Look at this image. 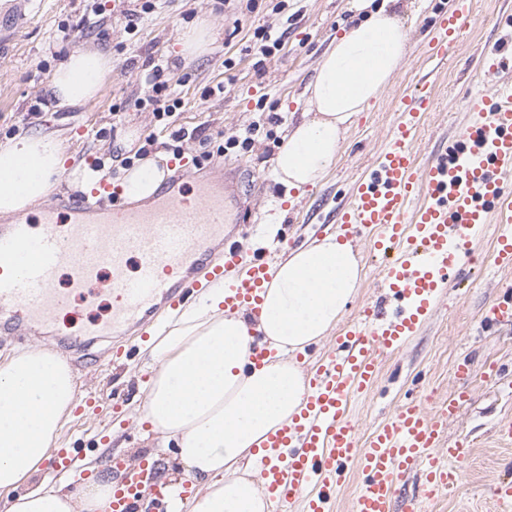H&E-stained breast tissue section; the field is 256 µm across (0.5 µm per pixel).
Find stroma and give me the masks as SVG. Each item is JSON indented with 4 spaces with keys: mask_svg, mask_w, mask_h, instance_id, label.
Returning a JSON list of instances; mask_svg holds the SVG:
<instances>
[{
    "mask_svg": "<svg viewBox=\"0 0 512 512\" xmlns=\"http://www.w3.org/2000/svg\"><path fill=\"white\" fill-rule=\"evenodd\" d=\"M144 0H0V40L12 51L0 57V142L32 130L58 131L67 138L75 161L100 165L102 175L118 181L114 164L124 149L122 137L136 131V146L148 133L158 141L150 155L171 160L181 153L195 161L216 151L228 138L256 125L249 148L238 153L243 174L260 182L258 199L265 220L249 229L244 251L278 256L276 236H288L292 246L323 235L353 183L386 148L399 120L397 97L428 78L434 88L431 112L424 115L413 142L418 163H427L438 146L454 135L471 114L477 97H492L494 88L481 71V57L492 44L512 67V0H472L475 22L446 65L429 70L422 61L423 45L434 34L439 13L451 0H399L398 14L408 37L407 54L380 96L360 113L347 131L336 165L321 184L305 190L289 189L276 181L274 159L286 142L289 128L302 120L304 95L330 42L357 19L351 0H258L250 13L233 9L225 0H155L142 12ZM138 12L129 24L130 12ZM196 17L210 23L214 41L204 55L181 56L180 34ZM264 25L283 33L282 49L258 60L249 49L253 30ZM102 49L112 54V73L95 102L56 108L50 101V82L65 54L76 47ZM169 67L171 83L182 105L170 121L159 120L147 103L144 82L151 60ZM121 116H113V105ZM194 138H174L179 129ZM496 225H487L476 246V262L466 264L448 280L445 297L417 336L382 362L373 391L353 397L350 410L360 437L409 402L434 409L457 388L455 369L469 361L475 374L470 398L448 420L445 448L468 437L474 454L465 465L462 484L441 500L433 512H497L493 485L512 480V445L498 442L499 418L512 415V325L484 327L480 312L512 281V272L494 262ZM361 257L363 282L342 313L349 321L377 298L376 283L383 259L373 253L368 232L353 244ZM130 347L129 358L73 366L78 398L93 396L98 409L72 415L56 441L60 448L80 449L85 458L100 451L127 457L162 460L163 476L181 477L174 446L154 432L139 409L144 385L151 373L146 344H134L131 335H111L99 341L97 351Z\"/></svg>",
    "mask_w": 512,
    "mask_h": 512,
    "instance_id": "stroma-1",
    "label": "stroma"
}]
</instances>
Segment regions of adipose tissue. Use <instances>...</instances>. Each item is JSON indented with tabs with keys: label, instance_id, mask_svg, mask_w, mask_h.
Instances as JSON below:
<instances>
[{
	"label": "adipose tissue",
	"instance_id": "obj_1",
	"mask_svg": "<svg viewBox=\"0 0 512 512\" xmlns=\"http://www.w3.org/2000/svg\"><path fill=\"white\" fill-rule=\"evenodd\" d=\"M352 7L359 21L329 45L308 87L310 117L290 130L275 158L274 175L288 188L323 180L346 131L405 57L397 13L372 0H353ZM111 72V53L72 50L52 75V98L60 108L91 103ZM68 148L54 132L0 142V212H23L43 200L66 171ZM269 274L259 316L225 315L224 288L215 286L149 353L145 417L173 439L185 475L205 488L176 501L174 512H267L249 470L255 448L299 411L305 384L292 356L327 334L361 282L356 254L334 232L271 263ZM258 338L273 351L259 367L251 360ZM75 400L74 376L58 357L37 349L0 361V493L10 495L7 512H104L111 481L75 493L64 483L29 484Z\"/></svg>",
	"mask_w": 512,
	"mask_h": 512
}]
</instances>
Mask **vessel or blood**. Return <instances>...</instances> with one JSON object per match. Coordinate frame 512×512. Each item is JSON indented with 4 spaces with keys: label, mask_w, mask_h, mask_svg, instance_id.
<instances>
[{
    "label": "vessel or blood",
    "mask_w": 512,
    "mask_h": 512,
    "mask_svg": "<svg viewBox=\"0 0 512 512\" xmlns=\"http://www.w3.org/2000/svg\"><path fill=\"white\" fill-rule=\"evenodd\" d=\"M474 23L467 0H453L435 22L436 33L423 53L444 65L448 51ZM484 77L497 91L491 109L476 108L471 120L437 150L426 165L413 151L418 123L432 108L423 86L400 95V114L388 148L354 184L348 202L336 211L341 237L353 239L361 229L376 230L377 248H396L382 272L381 286L394 305H366L357 320L341 328L335 346L306 377L302 408L258 450V481L271 512H289L302 499L303 512H331L336 491L358 470L361 479L351 512H394L400 480L419 472L416 497L405 512H420L452 492L472 448L460 438L440 461L448 419L468 399L469 363H459V388L435 411L416 403L400 407L394 417L359 438L348 410L352 395L374 382L381 358L414 336L437 308L450 274L473 258L472 245L485 224L498 221L497 263L512 266V81L502 78L497 54H487ZM107 181L90 192L58 199L38 224L16 219L0 225V334L35 330L50 323L56 311L78 299L91 307L111 296L106 320H95L78 332L59 338L58 348L85 360L92 339L124 330L145 332L162 313L178 309L208 280L224 285V311L260 313L269 264L264 256L244 253L241 227L258 215L240 191V168L233 160L212 163L208 170L177 169L154 194L141 202L113 197ZM245 266L243 277L230 279L228 268ZM67 272L68 293L56 281ZM485 326L512 323V289L481 314ZM77 449L62 450L49 467L61 476L80 469ZM100 462L117 470L108 512H170L173 495L192 491L156 484L150 503H143L141 483L158 473V462L139 458L115 460L104 453Z\"/></svg>",
    "instance_id": "obj_1"
}]
</instances>
